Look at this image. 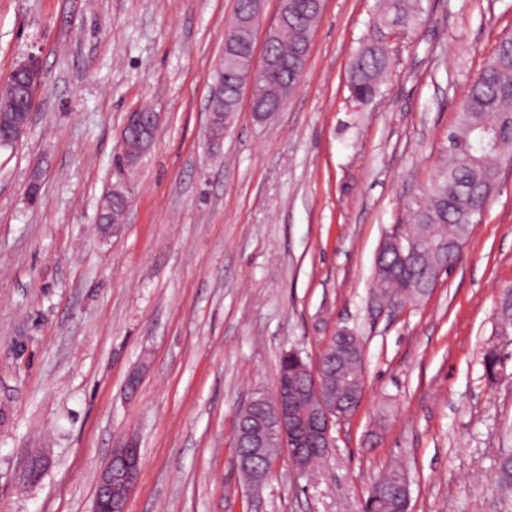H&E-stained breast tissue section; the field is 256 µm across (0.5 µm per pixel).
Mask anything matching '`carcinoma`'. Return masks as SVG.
<instances>
[{"instance_id": "obj_1", "label": "carcinoma", "mask_w": 512, "mask_h": 512, "mask_svg": "<svg viewBox=\"0 0 512 512\" xmlns=\"http://www.w3.org/2000/svg\"><path fill=\"white\" fill-rule=\"evenodd\" d=\"M288 22L274 32L266 58L279 62L278 67L261 75L277 88L275 97L259 95L261 111L270 118L281 111L288 96L296 89L302 75L301 54L311 44L321 17L316 0H285ZM253 0H235L234 19L224 33L225 49L238 46V20L252 12ZM421 20L420 0H381V9L371 32L354 57L348 83L351 96L361 104L378 96L391 66L387 30L393 26L414 27ZM216 83L224 84V100L213 103V120L209 137L223 136L224 123L238 111V86L243 80L236 60L224 55L213 72ZM512 156V34L501 37L493 55L472 83L459 109L454 131L448 134V156L427 190L425 198L411 208L403 232L422 244V256L415 264L402 266L396 254L381 256L383 269L378 271L377 285L369 303H412L428 297L435 288V276L443 267H452L461 257L470 237L472 210H484L498 182V159ZM124 210L123 198L112 194L105 200L99 223L115 224ZM345 390L364 392L362 360L347 357ZM279 449L269 448L266 456L252 460L250 472L254 484L264 479L269 462ZM496 480L504 489L512 488V455H503L496 466ZM405 474L391 470L372 483L361 508L366 512H401L405 495Z\"/></svg>"}]
</instances>
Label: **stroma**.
Instances as JSON below:
<instances>
[{
	"mask_svg": "<svg viewBox=\"0 0 512 512\" xmlns=\"http://www.w3.org/2000/svg\"><path fill=\"white\" fill-rule=\"evenodd\" d=\"M395 30L372 102L349 66L378 0H326L298 89L257 122L242 98L207 136L235 0H0V84L45 73L27 135L0 151V512H94L113 449L140 454L126 512H358L405 473L412 512H512V166L460 260L425 300L373 313L375 257L440 169L512 0H422ZM151 149L121 171L129 112ZM129 198L117 235L103 195ZM363 347L364 397L308 469L281 454L259 490L237 468L239 412L340 328ZM497 350L498 379L483 356ZM44 457L37 481L23 475ZM139 112H143L146 114L151 112L146 122L144 123L143 133H141L139 127L130 124L124 128V134L126 136V144L129 146L135 145L138 142V139L141 136V134L145 135V139L142 138L139 144V148L142 151L146 149L148 150L150 148L160 122V116L158 112H153L151 108H144Z\"/></svg>",
	"mask_w": 512,
	"mask_h": 512,
	"instance_id": "obj_1",
	"label": "stroma"
}]
</instances>
